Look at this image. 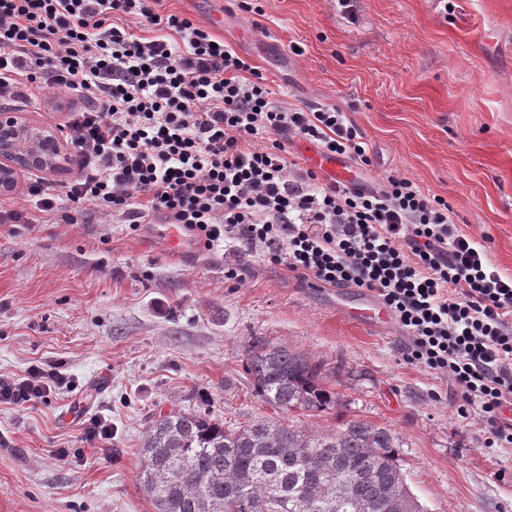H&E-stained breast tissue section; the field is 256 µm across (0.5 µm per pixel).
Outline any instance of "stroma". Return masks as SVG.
<instances>
[{
	"label": "stroma",
	"mask_w": 512,
	"mask_h": 512,
	"mask_svg": "<svg viewBox=\"0 0 512 512\" xmlns=\"http://www.w3.org/2000/svg\"><path fill=\"white\" fill-rule=\"evenodd\" d=\"M163 0L267 78L275 103L334 105L360 128L371 184L405 177L448 201L458 229L489 236L512 274V0ZM69 96L16 107L52 129ZM175 228L85 215L76 224H0V376H59L34 406L0 403V512H154L137 475L156 412L274 418L251 394L242 354L263 336L319 362L343 404L299 425L361 418L402 438L407 482L426 512H512V447L481 446L458 393L402 359L398 324L369 330L323 288L246 247L187 244ZM243 267L227 279L225 265ZM112 427L87 440L90 419ZM67 462H59L57 450Z\"/></svg>",
	"instance_id": "35a3bbf8"
}]
</instances>
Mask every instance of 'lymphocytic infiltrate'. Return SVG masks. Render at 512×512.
Returning <instances> with one entry per match:
<instances>
[{
    "mask_svg": "<svg viewBox=\"0 0 512 512\" xmlns=\"http://www.w3.org/2000/svg\"><path fill=\"white\" fill-rule=\"evenodd\" d=\"M160 0H0V103L73 95V179L38 176L0 224H74L97 212L155 220L213 249L240 242L331 288L373 293L408 335L406 363L454 382L486 448L512 447V275L458 230L447 201L388 176L358 189L289 157L299 140L372 165L340 108L275 104L263 74ZM58 376L0 380V402L47 400Z\"/></svg>",
    "mask_w": 512,
    "mask_h": 512,
    "instance_id": "obj_1",
    "label": "lymphocytic infiltrate"
}]
</instances>
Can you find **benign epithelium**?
<instances>
[{
    "label": "benign epithelium",
    "instance_id": "benign-epithelium-1",
    "mask_svg": "<svg viewBox=\"0 0 512 512\" xmlns=\"http://www.w3.org/2000/svg\"><path fill=\"white\" fill-rule=\"evenodd\" d=\"M62 142L52 130L27 125L13 112L0 113V194H7L22 168H47L61 165Z\"/></svg>",
    "mask_w": 512,
    "mask_h": 512
}]
</instances>
